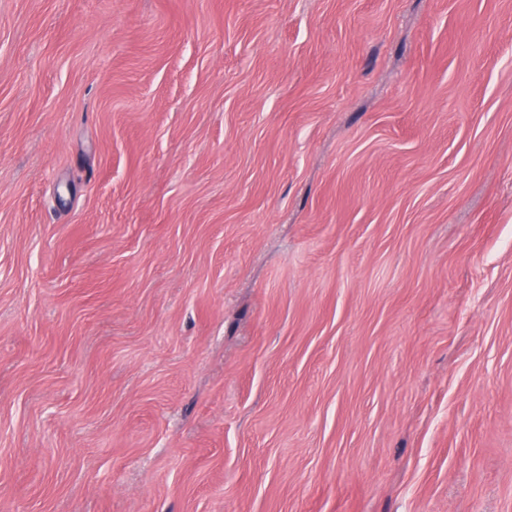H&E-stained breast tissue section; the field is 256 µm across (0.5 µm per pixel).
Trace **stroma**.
<instances>
[{"label": "stroma", "mask_w": 512, "mask_h": 512, "mask_svg": "<svg viewBox=\"0 0 512 512\" xmlns=\"http://www.w3.org/2000/svg\"><path fill=\"white\" fill-rule=\"evenodd\" d=\"M0 512H512V0H0Z\"/></svg>", "instance_id": "obj_1"}]
</instances>
